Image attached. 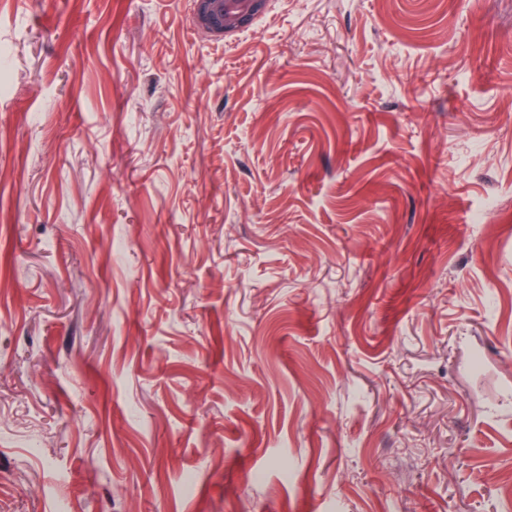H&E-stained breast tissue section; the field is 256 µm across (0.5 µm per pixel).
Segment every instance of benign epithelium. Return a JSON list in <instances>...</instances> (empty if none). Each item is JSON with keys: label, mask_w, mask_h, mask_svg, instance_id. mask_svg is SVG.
<instances>
[{"label": "benign epithelium", "mask_w": 512, "mask_h": 512, "mask_svg": "<svg viewBox=\"0 0 512 512\" xmlns=\"http://www.w3.org/2000/svg\"><path fill=\"white\" fill-rule=\"evenodd\" d=\"M268 0H193L194 26L213 40H222L263 13Z\"/></svg>", "instance_id": "1"}]
</instances>
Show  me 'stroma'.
<instances>
[{
	"mask_svg": "<svg viewBox=\"0 0 512 512\" xmlns=\"http://www.w3.org/2000/svg\"><path fill=\"white\" fill-rule=\"evenodd\" d=\"M512 0H0V512H512ZM268 0H193L194 26L213 40L246 27L263 13Z\"/></svg>",
	"mask_w": 512,
	"mask_h": 512,
	"instance_id": "35a3bbf8",
	"label": "stroma"
}]
</instances>
